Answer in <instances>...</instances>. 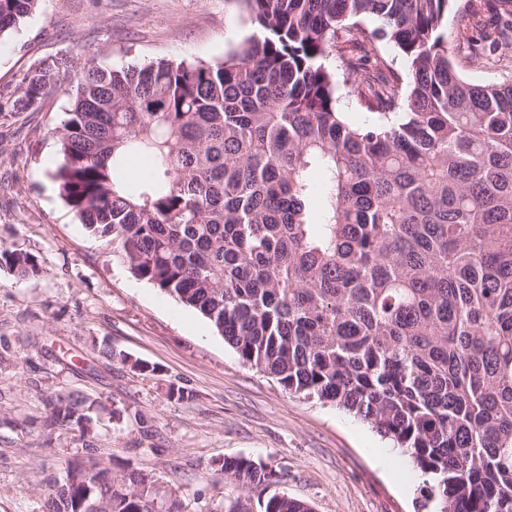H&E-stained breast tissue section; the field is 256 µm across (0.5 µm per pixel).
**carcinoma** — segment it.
<instances>
[{
    "label": "carcinoma",
    "mask_w": 512,
    "mask_h": 512,
    "mask_svg": "<svg viewBox=\"0 0 512 512\" xmlns=\"http://www.w3.org/2000/svg\"><path fill=\"white\" fill-rule=\"evenodd\" d=\"M38 0H0V38ZM254 32L213 61L121 69L69 57L23 74L13 110L76 70L54 129L59 196L131 275L197 311L288 392L369 423L426 476L428 512H512V80L465 79L454 0H243ZM465 58L512 61V0ZM352 50L338 49L339 40ZM407 70L380 57L386 46ZM376 113L352 123L338 92ZM147 156L132 180L127 159ZM19 276L34 257L7 249ZM61 394L50 419L93 429ZM224 478L267 488L247 457ZM43 512H154V482L90 459ZM264 512H312L286 494ZM464 1L465 0H456L453 2L454 8L448 14V34L451 35L450 41L453 45L450 51L455 55H458L459 53L463 54V47L465 46L467 39L477 37L475 32L466 30L458 24L457 11L463 9Z\"/></svg>",
    "instance_id": "1"
}]
</instances>
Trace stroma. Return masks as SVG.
Wrapping results in <instances>:
<instances>
[{
    "instance_id": "1",
    "label": "stroma",
    "mask_w": 512,
    "mask_h": 512,
    "mask_svg": "<svg viewBox=\"0 0 512 512\" xmlns=\"http://www.w3.org/2000/svg\"><path fill=\"white\" fill-rule=\"evenodd\" d=\"M252 31L242 0H39L0 41V248L38 262L25 277L0 266V512H42L38 480L91 457L142 470L189 512L236 501L264 512L266 494L216 471L232 456L280 472L274 493L313 512H421L424 475L401 449L243 364L198 312L135 279L60 199L51 130L66 117L72 74L38 109H12L23 73L43 61H210ZM113 350L158 371L135 372ZM174 388L185 399L171 398ZM62 393L94 400L92 431L51 424Z\"/></svg>"
}]
</instances>
